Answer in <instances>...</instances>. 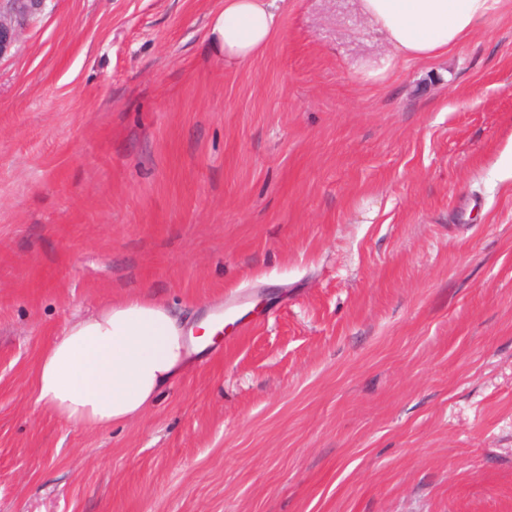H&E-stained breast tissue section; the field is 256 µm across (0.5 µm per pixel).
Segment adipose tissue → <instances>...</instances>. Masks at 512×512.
I'll list each match as a JSON object with an SVG mask.
<instances>
[{
	"label": "adipose tissue",
	"mask_w": 512,
	"mask_h": 512,
	"mask_svg": "<svg viewBox=\"0 0 512 512\" xmlns=\"http://www.w3.org/2000/svg\"><path fill=\"white\" fill-rule=\"evenodd\" d=\"M496 0H360L363 15L397 56L431 58L463 42ZM280 26L269 0H224L212 32L224 61L255 58ZM214 328H187L166 304L140 296L103 303L69 322L41 352L31 379L35 400L55 416L89 431L141 417L209 344Z\"/></svg>",
	"instance_id": "adipose-tissue-1"
}]
</instances>
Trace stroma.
<instances>
[{"mask_svg": "<svg viewBox=\"0 0 512 512\" xmlns=\"http://www.w3.org/2000/svg\"><path fill=\"white\" fill-rule=\"evenodd\" d=\"M47 0L0 59V512H512V0L428 59L359 0ZM136 294L224 332L140 418L37 405ZM268 1L276 0H224L212 32L222 44L225 64L252 60L277 32L280 16Z\"/></svg>", "mask_w": 512, "mask_h": 512, "instance_id": "1", "label": "stroma"}]
</instances>
